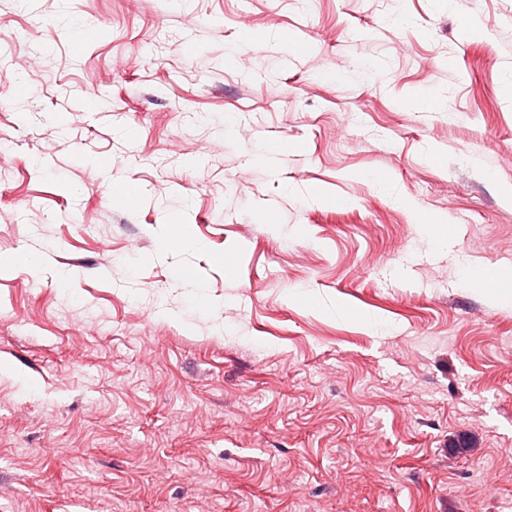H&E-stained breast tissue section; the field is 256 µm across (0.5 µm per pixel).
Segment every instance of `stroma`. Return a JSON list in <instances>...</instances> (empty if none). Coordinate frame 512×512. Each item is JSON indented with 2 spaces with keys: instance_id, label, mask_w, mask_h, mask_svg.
Wrapping results in <instances>:
<instances>
[{
  "instance_id": "1",
  "label": "stroma",
  "mask_w": 512,
  "mask_h": 512,
  "mask_svg": "<svg viewBox=\"0 0 512 512\" xmlns=\"http://www.w3.org/2000/svg\"><path fill=\"white\" fill-rule=\"evenodd\" d=\"M0 80V512H512V0H0Z\"/></svg>"
}]
</instances>
